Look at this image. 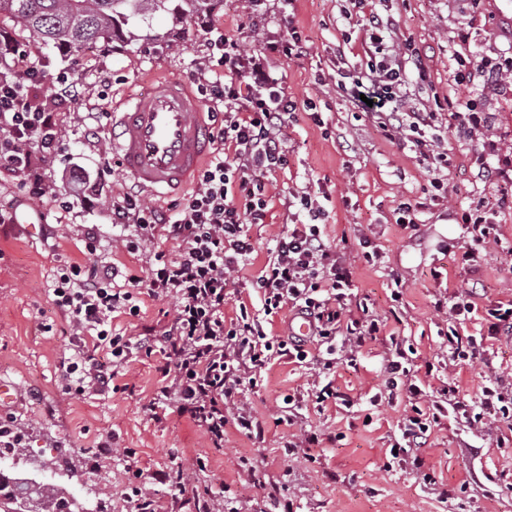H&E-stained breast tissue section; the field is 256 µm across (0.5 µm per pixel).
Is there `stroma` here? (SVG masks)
Masks as SVG:
<instances>
[{"instance_id":"35a3bbf8","label":"stroma","mask_w":512,"mask_h":512,"mask_svg":"<svg viewBox=\"0 0 512 512\" xmlns=\"http://www.w3.org/2000/svg\"><path fill=\"white\" fill-rule=\"evenodd\" d=\"M342 0H295L284 13L280 0H220L210 15L182 25L169 14L132 20L128 40L99 41L78 54L64 57L42 40L0 19V47L24 51L47 76L69 73L79 84L78 104L62 108L60 143L48 160L45 177L50 194L44 202L22 198L18 177L0 173V202L17 206L15 224L0 232V383L10 387V400L0 399V420L12 421L27 448L51 463L60 447L70 450L68 483L73 494L92 493L103 512H131L123 493L128 470H141L158 512H202L218 491H225V508L242 505L243 512H271V501L292 502L295 512H512V447L499 448L480 427L460 418L444 419L434 428L424 451L435 483L423 481L412 454L388 461L396 424L408 407L404 393L392 402L372 405L384 390L383 364L391 339L411 344L416 379L425 392L448 384V348L439 334L444 324L433 311L439 288L431 269L450 271L451 291H460L477 278L484 285L478 310L466 324L469 334L484 324L486 308L512 299V207L498 210L505 250L481 263L477 271L455 269L448 245H464L467 237L448 208L478 200L494 204L501 183L499 162L489 159L490 181L472 178L480 163L477 143L448 139L449 205L429 199L431 173L414 151L386 138L376 116L356 111L331 77L336 72V47L350 25L341 12ZM383 15L393 16L397 37L410 40L424 55L427 80L409 71L405 92L428 101L449 97L464 109L469 94L455 85L454 56L469 50L493 57L512 54V0H481L480 14L471 17L465 0H383ZM297 29L308 52L294 58L274 54L269 71L281 79L297 102L312 101L319 112H299L287 131L288 163L265 176L271 201L269 223L251 226L255 251L233 275L224 305L225 318L236 315L251 282L262 269L284 224L290 223L291 192L309 190L322 199L326 217L322 231L330 243L344 246L355 266L359 297L373 305L386 326L377 339L366 342L354 363H336L323 378L356 405L327 403L316 407L309 397L314 378L307 364L275 357L260 385L240 396L263 424V439L224 428L223 447H213L203 429L191 426L176 407L152 409L163 384L160 351L134 355L117 392L93 391L77 396L67 390L59 364L71 348L63 313L46 291L51 271L74 261L89 260L81 239L83 225L99 228V254L115 263L133 265L112 238V196L130 190L132 182L112 158L107 114L129 89L140 91L165 75L185 78L198 86L218 33L235 35L249 52L284 41ZM469 34L460 42L459 31ZM101 113V121L90 113ZM97 182L90 200L77 197L81 176ZM419 205L417 226L401 228L393 220L399 203ZM368 233L381 257L366 261L361 233ZM401 284L402 298L393 302L391 290ZM138 316L119 315L117 332L131 339L162 334L169 326L175 302L140 291ZM485 362L461 364V391L478 400L490 372L512 373V336L484 337ZM434 362L425 373L426 362ZM297 406L295 425L280 420L284 398ZM322 434L321 447L285 457L283 445L299 430ZM114 435L118 447L134 449L132 459L106 455L97 444ZM208 460L206 470L192 468L195 457ZM189 472V485L172 499L158 473L175 467Z\"/></svg>"}]
</instances>
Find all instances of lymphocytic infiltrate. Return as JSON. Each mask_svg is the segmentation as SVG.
Wrapping results in <instances>:
<instances>
[{"label": "lymphocytic infiltrate", "mask_w": 512, "mask_h": 512, "mask_svg": "<svg viewBox=\"0 0 512 512\" xmlns=\"http://www.w3.org/2000/svg\"><path fill=\"white\" fill-rule=\"evenodd\" d=\"M266 55L243 54L237 40L221 36L212 43L211 58L218 73L208 80L210 113H223L224 123L212 142L214 150L201 169L197 187L178 212L142 205L137 194L126 192L112 199V222L119 227L122 245L138 253L142 243H152L141 267L122 269L98 255L96 226H85L82 238L91 264H71L54 275L50 289L55 305L68 318L73 331V353L63 360L61 376L69 389L82 394L110 392L114 379L129 358L161 348L166 380L155 404H177L181 413L204 427L214 445L224 441V426L235 420L247 436L263 434L261 423L236 399L245 387H256L262 370L275 356L288 355L306 361V342L268 336L262 316L291 308L310 318L311 340L325 344L327 354L346 351L355 355L379 335L383 321L367 302L353 298L354 271L349 259L336 252L322 235L319 223L325 209L309 191L294 193L292 204L306 220L287 225L252 288L260 299L261 314L240 305L235 320L225 321L224 302L231 274L247 261L254 245L246 227L265 223L268 196L264 173L287 163L286 130L296 119L298 103L279 79L266 69ZM454 81L472 85L483 76L512 83V59L468 52L457 56ZM425 74L423 58L411 42L398 43L394 54L372 61L368 73H351L344 49L336 51V87L360 111L377 116L391 140L412 142L434 176L435 198L448 197V187L437 173L447 167L448 155L440 151L442 135L436 134L439 110L445 102L429 106L405 97L402 87L407 68ZM48 83L51 104L73 103L79 98L75 81L59 76L44 79L23 58L0 70V170L17 175L30 199L49 192L42 166L58 147L56 113L36 104V86ZM493 113L469 101L465 111L448 115L446 132L457 139L480 142L482 153L496 156L501 148L490 134ZM445 132V133H446ZM472 243L452 249L455 265L476 270L482 251L500 245L496 224L483 205L459 213ZM178 245L168 254L165 242ZM155 295L175 296L178 307L160 344L151 338L131 340L114 333L112 316L136 314L137 288ZM476 289L439 296L434 308L446 320L448 364L480 354L475 336L462 328L476 309ZM411 349L392 342L386 359L389 390H404L410 411L399 423L398 453L415 450V464H422L424 448L442 417L455 414L479 424L497 445L512 440V380L496 374L478 401L461 395L449 383L420 407L422 388L410 375Z\"/></svg>", "instance_id": "obj_1"}]
</instances>
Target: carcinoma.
<instances>
[{
    "mask_svg": "<svg viewBox=\"0 0 512 512\" xmlns=\"http://www.w3.org/2000/svg\"><path fill=\"white\" fill-rule=\"evenodd\" d=\"M220 0H0L7 17L64 55L99 40L121 39L129 20L165 11L186 22L211 13Z\"/></svg>",
    "mask_w": 512,
    "mask_h": 512,
    "instance_id": "cac0c4a2",
    "label": "carcinoma"
}]
</instances>
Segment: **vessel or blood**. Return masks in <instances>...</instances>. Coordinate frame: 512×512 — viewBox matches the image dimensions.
Returning a JSON list of instances; mask_svg holds the SVG:
<instances>
[{
    "mask_svg": "<svg viewBox=\"0 0 512 512\" xmlns=\"http://www.w3.org/2000/svg\"><path fill=\"white\" fill-rule=\"evenodd\" d=\"M204 107L187 80L169 76L112 108V152L148 195L197 179L208 147Z\"/></svg>",
    "mask_w": 512,
    "mask_h": 512,
    "instance_id": "obj_1",
    "label": "vessel or blood"
}]
</instances>
